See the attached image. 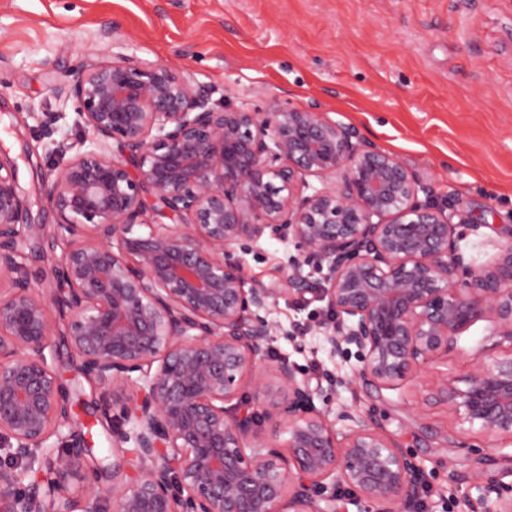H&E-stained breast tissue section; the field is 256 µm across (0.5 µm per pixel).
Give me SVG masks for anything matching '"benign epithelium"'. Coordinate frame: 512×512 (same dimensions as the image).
<instances>
[{
	"label": "benign epithelium",
	"mask_w": 512,
	"mask_h": 512,
	"mask_svg": "<svg viewBox=\"0 0 512 512\" xmlns=\"http://www.w3.org/2000/svg\"><path fill=\"white\" fill-rule=\"evenodd\" d=\"M57 92L92 144L46 187L60 296L30 287L28 200L0 159V512H326L319 502L335 508L340 490L375 512H415L427 475L376 411L331 421L301 373L270 359L268 314L284 294L328 299L330 355L356 354L377 390L491 322L495 354L463 388L439 372L422 401L512 441V240L475 263L461 242L480 225L460 230L455 200L419 199L402 161L314 106L218 110L186 77L126 54L82 65ZM149 209L183 223L149 222ZM287 233L304 247L292 271L247 285L231 248ZM324 264L317 285L300 271ZM61 322L100 389L97 412L117 422L112 454L129 445L138 461L132 474L112 462L107 484L87 479L82 502L63 461L34 475L59 441L81 447L54 365ZM245 383L261 418L241 407ZM477 489L473 512H512L508 489Z\"/></svg>",
	"instance_id": "1"
}]
</instances>
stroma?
Masks as SVG:
<instances>
[{
  "mask_svg": "<svg viewBox=\"0 0 512 512\" xmlns=\"http://www.w3.org/2000/svg\"><path fill=\"white\" fill-rule=\"evenodd\" d=\"M112 37H104V27ZM168 66L205 90L214 108L267 112L317 107L397 156L435 198L459 201V220L480 233L466 253L483 263L512 236V0H0V152L12 158L33 224H53L42 185L58 143L77 144V106L56 89L75 69L113 53ZM32 289L53 293L52 243L28 238ZM303 252L293 237H265L232 249L248 281L291 271ZM318 295L280 297L270 355L299 368L310 384L324 371L342 379L313 406L335 419L341 407H374L387 436L415 453L428 474L427 512H471L477 485H512V443L488 435L463 411L422 402L435 370L464 378L484 356L491 324L480 321L458 349L381 391L357 380L356 358L330 357L318 322ZM307 327L306 348L290 338ZM59 378L91 453L67 458L78 495L94 462L111 465L110 424L96 417L98 387L61 355ZM458 453L449 454L447 442Z\"/></svg>",
  "mask_w": 512,
  "mask_h": 512,
  "instance_id": "1",
  "label": "stroma"
}]
</instances>
